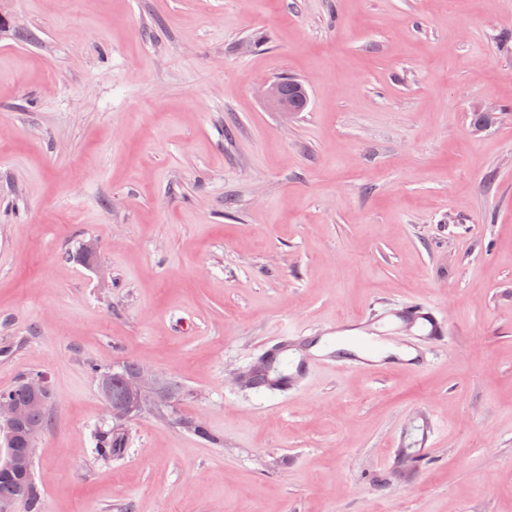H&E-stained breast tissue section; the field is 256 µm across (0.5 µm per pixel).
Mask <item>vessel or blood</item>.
Here are the masks:
<instances>
[{"label": "vessel or blood", "instance_id": "1", "mask_svg": "<svg viewBox=\"0 0 512 512\" xmlns=\"http://www.w3.org/2000/svg\"><path fill=\"white\" fill-rule=\"evenodd\" d=\"M398 333L409 340L402 351L389 352L386 339ZM448 336L447 319L426 298L338 321L332 337L302 327L283 341L293 359L282 387L288 391L298 387L324 364L364 374L403 370L417 376L447 350Z\"/></svg>", "mask_w": 512, "mask_h": 512}]
</instances>
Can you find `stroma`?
Here are the masks:
<instances>
[{
    "label": "stroma",
    "instance_id": "35a3bbf8",
    "mask_svg": "<svg viewBox=\"0 0 512 512\" xmlns=\"http://www.w3.org/2000/svg\"><path fill=\"white\" fill-rule=\"evenodd\" d=\"M0 18V391L48 381L41 512H512V0ZM284 76L305 111L260 97ZM416 295L450 327L422 375L235 380L292 326ZM128 362L176 390L104 459L97 375ZM423 412L425 464L388 481Z\"/></svg>",
    "mask_w": 512,
    "mask_h": 512
}]
</instances>
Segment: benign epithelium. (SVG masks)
<instances>
[{
    "instance_id": "7a95c632",
    "label": "benign epithelium",
    "mask_w": 512,
    "mask_h": 512,
    "mask_svg": "<svg viewBox=\"0 0 512 512\" xmlns=\"http://www.w3.org/2000/svg\"><path fill=\"white\" fill-rule=\"evenodd\" d=\"M280 92L279 80L266 83L260 88V94L273 110L293 111V108L281 101ZM163 386L164 379L161 375L140 368L124 381V394L116 398L112 396V375L107 372L98 375L99 392L115 420H126L142 412L152 401V395L159 394ZM26 387L30 395L27 405L0 401V470L3 472L25 471L27 457L17 452L15 440L23 436L31 447L41 434V428L29 424L27 419L34 411L44 408L50 396L49 386L44 376L35 374L26 378Z\"/></svg>"
}]
</instances>
